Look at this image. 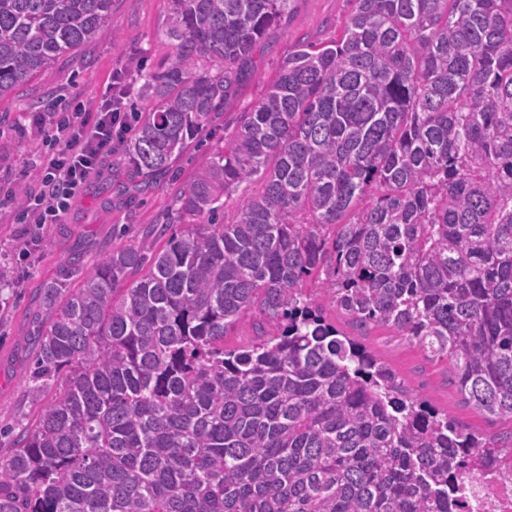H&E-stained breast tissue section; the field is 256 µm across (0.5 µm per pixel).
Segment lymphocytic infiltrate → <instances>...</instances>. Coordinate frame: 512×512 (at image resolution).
Segmentation results:
<instances>
[{
	"label": "lymphocytic infiltrate",
	"instance_id": "lymphocytic-infiltrate-1",
	"mask_svg": "<svg viewBox=\"0 0 512 512\" xmlns=\"http://www.w3.org/2000/svg\"><path fill=\"white\" fill-rule=\"evenodd\" d=\"M126 97L120 89L92 105L76 99L67 109L51 106L36 113L44 147L31 163L33 186L24 201L23 223L64 222L86 182L101 173L133 129Z\"/></svg>",
	"mask_w": 512,
	"mask_h": 512
}]
</instances>
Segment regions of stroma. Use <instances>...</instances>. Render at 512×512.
<instances>
[{
  "label": "stroma",
  "mask_w": 512,
  "mask_h": 512,
  "mask_svg": "<svg viewBox=\"0 0 512 512\" xmlns=\"http://www.w3.org/2000/svg\"><path fill=\"white\" fill-rule=\"evenodd\" d=\"M169 0H112V16L98 38L43 69L14 94L0 99V177L16 196L32 184L27 171L41 144L33 124L38 106L59 98L86 100L103 95L109 78L123 71L139 82L141 71L167 62L170 48L161 31ZM352 9L350 0H292L279 25L260 40L251 71L225 98L210 126L171 163L168 171L145 177L128 164L108 165L92 177L64 223L32 229L38 244L22 253L23 225L0 222V266L9 272L0 287V453L12 436L27 427L33 412L24 385L36 350L35 317L43 283L61 278L70 261L88 267L114 246L133 245L144 252L162 246L175 225L170 218L181 187L224 145L240 112L254 104L263 80L272 76L297 41L336 39ZM324 318L371 351L395 380L467 431L495 435L512 423L480 412L460 393L451 364L426 358L420 349L382 325L357 326L343 310L324 305Z\"/></svg>",
  "instance_id": "obj_1"
}]
</instances>
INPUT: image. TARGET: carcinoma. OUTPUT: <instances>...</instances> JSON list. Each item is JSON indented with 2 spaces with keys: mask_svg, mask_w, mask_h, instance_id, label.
<instances>
[{
  "mask_svg": "<svg viewBox=\"0 0 512 512\" xmlns=\"http://www.w3.org/2000/svg\"><path fill=\"white\" fill-rule=\"evenodd\" d=\"M352 2L181 189L184 229L42 288L35 419L0 454V512H457L470 475L499 478L512 442L409 395L321 301L447 358L512 421V0ZM289 5L171 0L128 163L168 169ZM111 13L0 0V99ZM256 304L276 332L224 349Z\"/></svg>",
  "mask_w": 512,
  "mask_h": 512,
  "instance_id": "cac0c4a2",
  "label": "carcinoma"
}]
</instances>
